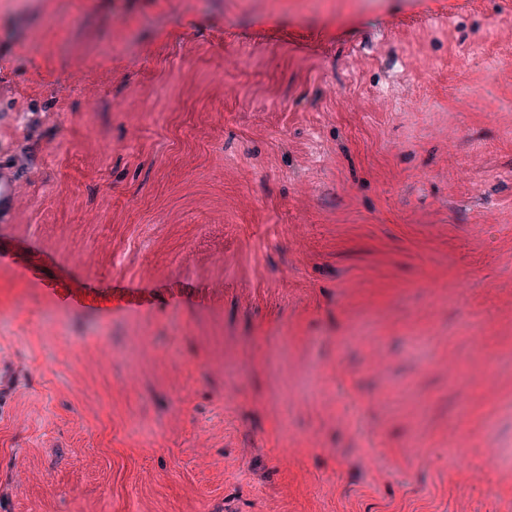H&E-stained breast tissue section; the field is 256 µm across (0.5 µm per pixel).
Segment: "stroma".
Instances as JSON below:
<instances>
[{"mask_svg":"<svg viewBox=\"0 0 512 512\" xmlns=\"http://www.w3.org/2000/svg\"><path fill=\"white\" fill-rule=\"evenodd\" d=\"M12 150L0 512H512V0H0Z\"/></svg>","mask_w":512,"mask_h":512,"instance_id":"stroma-1","label":"stroma"}]
</instances>
